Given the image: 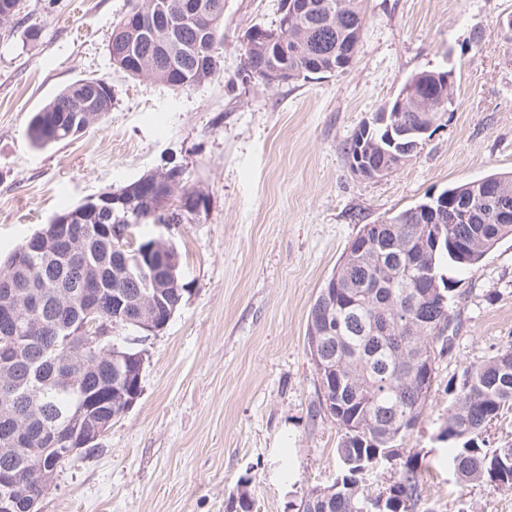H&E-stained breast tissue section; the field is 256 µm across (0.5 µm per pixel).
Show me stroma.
Segmentation results:
<instances>
[{
  "instance_id": "1",
  "label": "stroma",
  "mask_w": 512,
  "mask_h": 512,
  "mask_svg": "<svg viewBox=\"0 0 512 512\" xmlns=\"http://www.w3.org/2000/svg\"><path fill=\"white\" fill-rule=\"evenodd\" d=\"M348 70L265 86L241 58L253 25L276 28L280 0H224L218 76L178 92L115 69L108 51L130 0H21L0 24V263L55 214L145 173L179 167L206 207L174 242L187 291L146 344L142 394L101 445L56 474L40 512H292L332 485L341 432L320 411L307 353L309 310L361 225L448 186L512 172V0H363ZM454 77L455 109L414 155L377 180L344 148L406 80ZM112 87V110L78 138L36 150L27 127L66 86ZM458 329L403 446L420 472L415 512H512V487L458 480L439 433L448 382L512 347V239L454 268Z\"/></svg>"
}]
</instances>
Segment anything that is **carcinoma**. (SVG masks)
I'll return each instance as SVG.
<instances>
[{"label":"carcinoma","instance_id":"cac0c4a2","mask_svg":"<svg viewBox=\"0 0 512 512\" xmlns=\"http://www.w3.org/2000/svg\"><path fill=\"white\" fill-rule=\"evenodd\" d=\"M363 0H305L308 8L294 20L291 34L299 41L298 51L283 64L276 46L263 42L248 48L241 46L245 70L263 85H280L306 80L321 69L323 74L336 66L348 42L347 32H362ZM342 5L341 18L336 7ZM131 9L141 12L138 22L121 19L112 28L108 44L115 68L132 77L149 78L174 90L184 91L213 78L221 71L217 46L224 41V0H131ZM441 71H421L406 85L416 88L421 101L441 96ZM81 89L71 84L61 90L41 111L35 113L27 135L36 149L74 139L80 128ZM368 135L390 150L385 129L365 132L359 128L345 146V154L354 149L357 138ZM498 189L512 194L511 174H491L449 187L443 194L453 196V206H466L471 213L465 224L448 228L438 247L423 238L421 223L429 222L421 202L405 209L389 221L398 222L404 235L383 231L380 224H364L360 231L371 261L353 262L354 275L336 304L339 336H317L307 328L306 342L323 391L325 412L341 430L336 454L345 462L361 455L383 454L395 448L404 452V439L411 434L430 396L434 369H428L427 386L412 377V353H428L434 346L442 354L451 337L446 334L453 317L449 311L451 281L442 273L443 265L467 268L479 264L502 240L512 237V223L498 224L485 196ZM151 206L143 214L141 225L157 226L172 220L188 224L192 215L171 210L167 187L145 189ZM90 224H78L74 232L84 240L80 257L61 249L43 259L37 255L26 267L14 266L16 253L5 262L6 276L24 294L18 314L20 340L9 349L1 342L0 359L13 361L17 391L11 408L29 419L26 439H35L43 425L55 422L61 428L84 395H98V412L108 415L117 408L119 375L112 368L109 352L100 356L94 371H83L72 360L75 348H56L55 331L60 312L51 296L55 279L72 276L81 265L97 268L100 287L94 289L104 313L112 312V295L133 286L135 290L154 291L146 277L136 283L124 280L112 266L113 246L95 238ZM419 304L421 316L429 320L422 331L405 336V331L387 332L383 322L401 323L412 316L411 307ZM68 367L80 380L79 390L58 385L54 369ZM446 439L460 446L449 449L450 462L463 481L486 482L496 486L512 485V444L488 448L481 442L482 431L501 411L512 406V347L466 366L460 377L450 383ZM38 459L30 457L27 445L0 451V471L26 474V496L39 491ZM386 497L369 498L343 484L311 490L300 502L297 512H415L421 498L420 472L406 460L398 479L385 488Z\"/></svg>","mask_w":512,"mask_h":512}]
</instances>
